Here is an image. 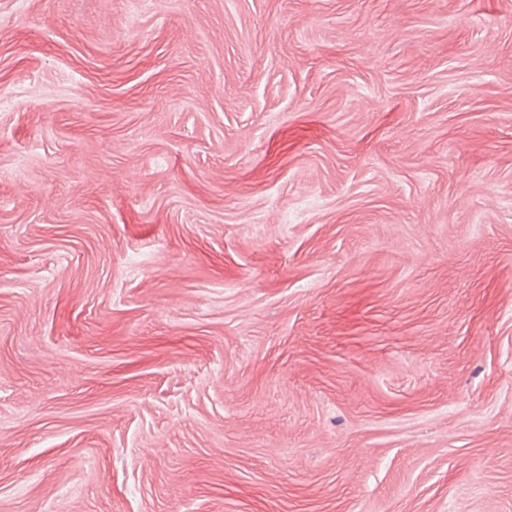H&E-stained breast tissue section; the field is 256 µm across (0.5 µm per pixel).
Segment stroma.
Wrapping results in <instances>:
<instances>
[{"mask_svg": "<svg viewBox=\"0 0 512 512\" xmlns=\"http://www.w3.org/2000/svg\"><path fill=\"white\" fill-rule=\"evenodd\" d=\"M0 512H512V0H0Z\"/></svg>", "mask_w": 512, "mask_h": 512, "instance_id": "stroma-1", "label": "stroma"}]
</instances>
